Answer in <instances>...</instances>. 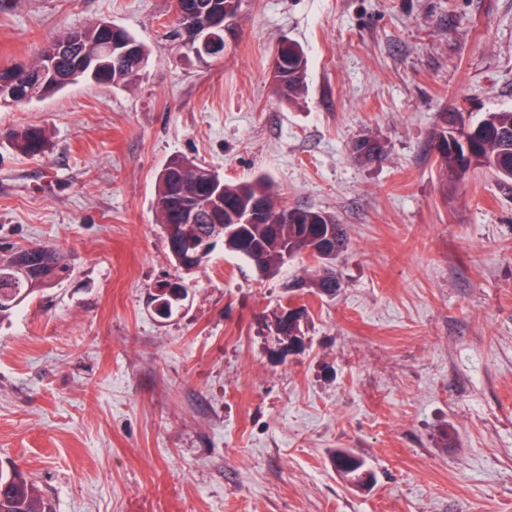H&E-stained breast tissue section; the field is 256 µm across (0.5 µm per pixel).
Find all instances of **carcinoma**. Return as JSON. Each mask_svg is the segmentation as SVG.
<instances>
[{"label": "carcinoma", "instance_id": "carcinoma-1", "mask_svg": "<svg viewBox=\"0 0 512 512\" xmlns=\"http://www.w3.org/2000/svg\"><path fill=\"white\" fill-rule=\"evenodd\" d=\"M199 13L212 15L229 11L237 13L240 0H194ZM59 51L52 72L38 83L35 92L19 80L22 71L40 69L46 63L41 56L32 64H17L0 68V102L28 104L53 96L76 82L74 75L83 80L114 87H126L139 81L149 63V50L133 34L116 25L100 21L75 28L60 40L51 43ZM276 95L290 101L305 87L308 60L300 44L288 38L279 42ZM441 123L431 132L430 142L436 145L435 157L452 187L464 182L467 174L484 167L504 183H512V109L485 112L475 122H467L463 113L446 112ZM16 150L25 156L36 157L45 152L42 132L27 128L15 138ZM474 160L463 163L465 150ZM352 154L359 160L380 161L385 157L382 144L371 136L352 143ZM206 168L191 160L175 156L156 177L153 209L156 223L163 235L175 233L186 242L179 256L172 257L175 265L191 271L204 263L194 258V244L203 237L222 236L221 224L233 222L237 213H245L262 203L267 218L256 224H246L242 234L224 242V250L246 259L262 278L278 276L283 267L295 258L308 257L315 261L316 271L296 284L307 288L312 295L332 298L341 288L333 270L336 259L347 250L348 240L336 215L315 208L287 207L277 202L270 177L258 174L239 183H227L214 173L217 188L206 194L200 183ZM182 196L197 208L198 220L194 224L180 223L169 206L174 196ZM292 218H286V213ZM66 266L56 248L40 245L20 248L7 256H0V318L19 306L36 290L49 286L62 278ZM187 287L179 283L169 290L156 288L153 302L162 316L172 314L185 300ZM276 334L288 339L301 336V323L293 315L274 320ZM330 462L348 482L364 488L373 480V474L362 457L344 448L331 455ZM0 512H51L36 483L17 468H0Z\"/></svg>", "mask_w": 512, "mask_h": 512}]
</instances>
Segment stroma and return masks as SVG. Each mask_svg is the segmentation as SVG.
<instances>
[{"label": "stroma", "mask_w": 512, "mask_h": 512, "mask_svg": "<svg viewBox=\"0 0 512 512\" xmlns=\"http://www.w3.org/2000/svg\"><path fill=\"white\" fill-rule=\"evenodd\" d=\"M102 20L148 47L139 82L0 105V254L51 245L69 268L0 320V466L51 512H512V187H446L430 146L441 113L512 108V0H241L206 65L174 0H0V67ZM284 38L308 58L291 103ZM31 126L43 156L12 145ZM365 135L384 161L354 158ZM176 155L344 224L342 287L302 297L301 347L271 322L308 261H171L151 200ZM273 57L277 58V63L274 59L272 71L277 66L276 78L280 86L279 91L275 88L274 91L281 100L290 101L305 87L308 68L306 54L300 44L284 38L278 43ZM160 286V285H159ZM156 288V293L153 295V302L156 303V310L162 316L172 314L174 308L180 305V302L185 300L188 289L182 284H176L178 288ZM164 289L163 291H161ZM330 462L348 482L356 488H364L373 481V474L362 457L344 448H338L331 455Z\"/></svg>", "instance_id": "stroma-1"}]
</instances>
